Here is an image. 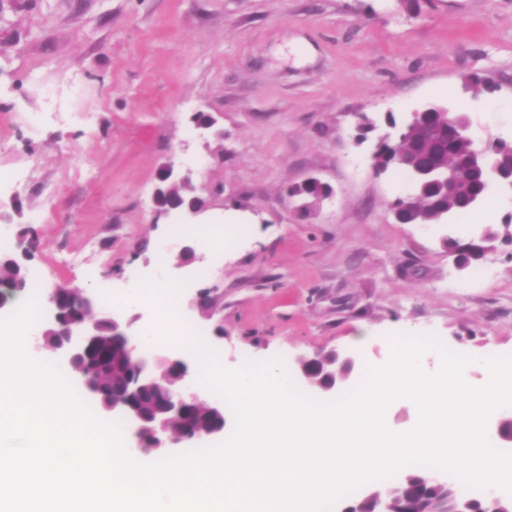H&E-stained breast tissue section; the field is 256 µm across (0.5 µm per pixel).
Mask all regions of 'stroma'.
I'll return each instance as SVG.
<instances>
[{"label": "stroma", "instance_id": "1", "mask_svg": "<svg viewBox=\"0 0 512 512\" xmlns=\"http://www.w3.org/2000/svg\"><path fill=\"white\" fill-rule=\"evenodd\" d=\"M472 74L489 89L462 92ZM430 102L512 140V0H0V234L13 251L33 228L42 297L180 286L182 319L232 369L335 349L357 388L392 340L429 334L481 388L486 355L512 358V243L461 271L444 240L503 223L512 196L482 223H396L406 182L353 142L355 114ZM170 162L194 171L196 218L156 212ZM311 176L335 194L303 213L288 190ZM200 288L222 292L223 338Z\"/></svg>", "mask_w": 512, "mask_h": 512}]
</instances>
